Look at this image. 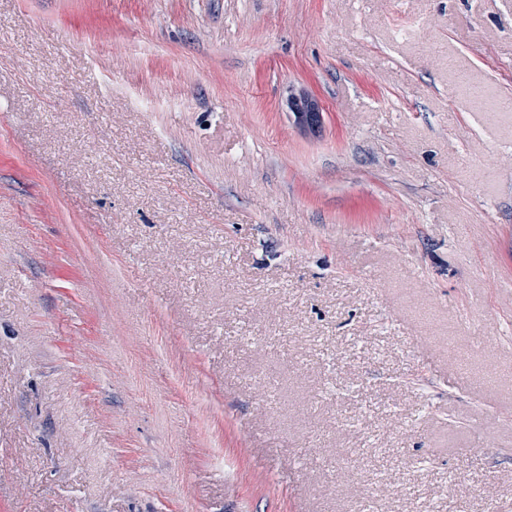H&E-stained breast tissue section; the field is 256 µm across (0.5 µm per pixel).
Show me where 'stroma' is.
I'll return each instance as SVG.
<instances>
[{"instance_id": "stroma-1", "label": "stroma", "mask_w": 512, "mask_h": 512, "mask_svg": "<svg viewBox=\"0 0 512 512\" xmlns=\"http://www.w3.org/2000/svg\"><path fill=\"white\" fill-rule=\"evenodd\" d=\"M509 93L512 0H0V512H512ZM300 89L304 101H311V103L314 105V110L308 112L307 106L305 107V105H303L301 101L299 103H295L297 101V98L294 97L295 91L292 90L288 94V87L285 90L284 106L286 107L288 112H291L293 118H296L295 123L301 129L311 133H316L322 125L323 113L319 107V104L315 96L307 89Z\"/></svg>"}]
</instances>
